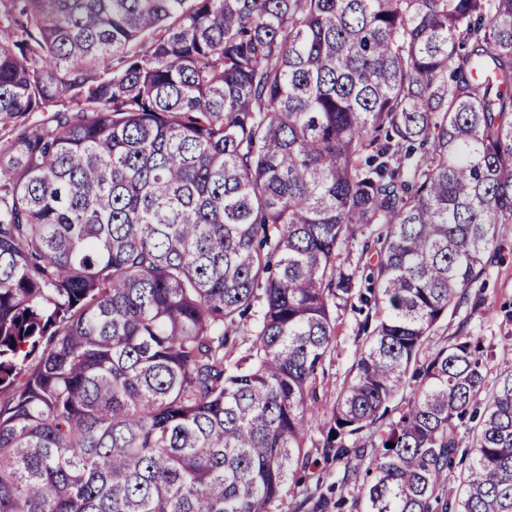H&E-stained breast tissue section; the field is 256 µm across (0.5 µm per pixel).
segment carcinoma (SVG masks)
Wrapping results in <instances>:
<instances>
[{
  "instance_id": "obj_1",
  "label": "carcinoma",
  "mask_w": 512,
  "mask_h": 512,
  "mask_svg": "<svg viewBox=\"0 0 512 512\" xmlns=\"http://www.w3.org/2000/svg\"><path fill=\"white\" fill-rule=\"evenodd\" d=\"M0 119V512H269L314 429L358 512H512V350L419 361L512 223V0H0ZM367 309L360 313L350 305L338 311V336L336 349L326 358L317 381V403L322 407L334 404L336 393L344 382L354 360L358 324L364 319Z\"/></svg>"
}]
</instances>
